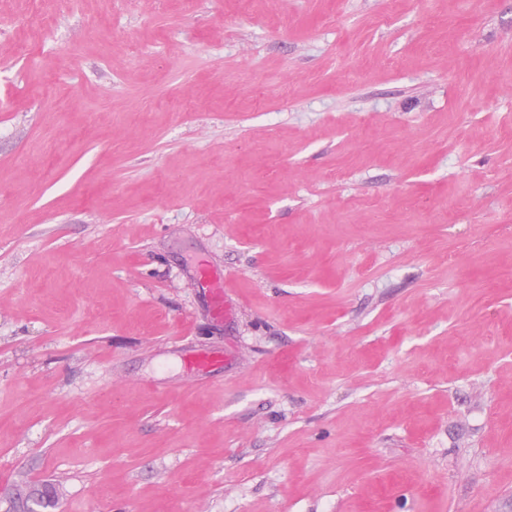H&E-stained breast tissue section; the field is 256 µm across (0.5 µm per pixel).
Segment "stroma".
Segmentation results:
<instances>
[{
    "mask_svg": "<svg viewBox=\"0 0 512 512\" xmlns=\"http://www.w3.org/2000/svg\"><path fill=\"white\" fill-rule=\"evenodd\" d=\"M507 224L512 0H0V492L512 512ZM196 283L210 288V304L214 315L226 316L228 305L225 300L224 288L227 286L224 278L216 276L210 267H204L200 270Z\"/></svg>",
    "mask_w": 512,
    "mask_h": 512,
    "instance_id": "stroma-1",
    "label": "stroma"
}]
</instances>
